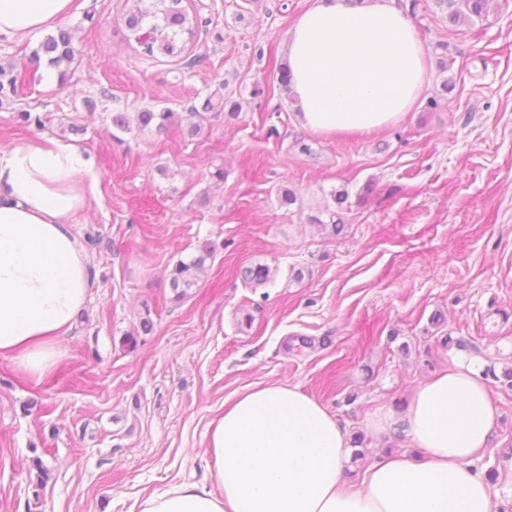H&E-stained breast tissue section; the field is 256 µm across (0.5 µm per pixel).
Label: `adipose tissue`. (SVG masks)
I'll return each mask as SVG.
<instances>
[{
  "instance_id": "ef3b65f1",
  "label": "adipose tissue",
  "mask_w": 512,
  "mask_h": 512,
  "mask_svg": "<svg viewBox=\"0 0 512 512\" xmlns=\"http://www.w3.org/2000/svg\"><path fill=\"white\" fill-rule=\"evenodd\" d=\"M72 0H0V36L31 37ZM288 85L300 125L324 135L381 132L416 106L433 73L425 44L391 0H314L287 34ZM96 187L90 157L38 139L0 150V358L32 378L62 358L59 341L91 294L74 231ZM477 358L421 382L402 411L369 422L413 456L367 459L356 483L336 414L298 387L252 386L208 424L210 486L175 484L139 512H498L476 457L499 413Z\"/></svg>"
}]
</instances>
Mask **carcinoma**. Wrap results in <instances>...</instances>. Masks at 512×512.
<instances>
[{
  "mask_svg": "<svg viewBox=\"0 0 512 512\" xmlns=\"http://www.w3.org/2000/svg\"><path fill=\"white\" fill-rule=\"evenodd\" d=\"M181 0H153L150 8H138L126 17V25L135 35L136 41L142 45L149 56L155 52L173 55L176 50V37L187 33L194 36L195 27L189 25L187 15L179 7ZM445 12L448 26L460 29L471 28L475 22L487 16L492 0H435ZM75 35L66 29L58 30L55 35L47 36L35 51V57L45 56L50 66L58 69L59 82L65 83L67 70L75 56ZM228 110V114H238V104H227L224 100L213 102V97L204 100L202 106H192L187 115H182L165 107L158 111L145 110L137 114L138 127L142 130L153 128L165 131L183 120L191 121V131L198 132L210 120L211 114L218 110ZM213 248L205 246L201 253L191 260L179 262L174 270L171 286L174 289L187 290L196 285V275L208 257L212 256Z\"/></svg>",
  "mask_w": 512,
  "mask_h": 512,
  "instance_id": "carcinoma-1",
  "label": "carcinoma"
}]
</instances>
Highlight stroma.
<instances>
[{
    "label": "stroma",
    "instance_id": "stroma-1",
    "mask_svg": "<svg viewBox=\"0 0 512 512\" xmlns=\"http://www.w3.org/2000/svg\"><path fill=\"white\" fill-rule=\"evenodd\" d=\"M312 2L182 0L206 33L150 57L126 27L130 0H74L63 85L33 57L41 36H0V66L17 77L0 147L44 137L91 154L98 189L75 232L105 242L88 251L92 292L56 369L36 381L0 360V512H138L155 490L205 484L209 421L269 381L364 433L365 456L404 453L401 437L367 436L369 420L473 353L512 365V0L463 31L417 0L437 110L339 138L303 129L280 81L286 33ZM210 96L237 101L238 116L197 135L112 124ZM208 243L196 286L178 294L173 269ZM489 388L500 422L477 463L496 470L512 512V390Z\"/></svg>",
    "mask_w": 512,
    "mask_h": 512
}]
</instances>
